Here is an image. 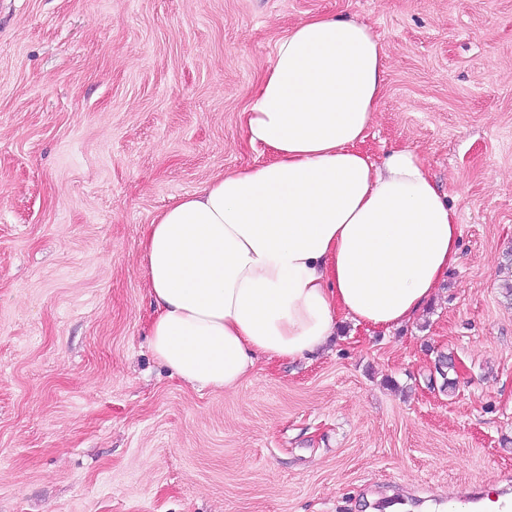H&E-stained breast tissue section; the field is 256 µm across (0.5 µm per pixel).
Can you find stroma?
<instances>
[{"label":"stroma","instance_id":"35a3bbf8","mask_svg":"<svg viewBox=\"0 0 512 512\" xmlns=\"http://www.w3.org/2000/svg\"><path fill=\"white\" fill-rule=\"evenodd\" d=\"M313 14L380 36L364 149L423 158L461 259L414 321L200 390L151 354L142 233L265 161L242 115ZM511 256L512 0H0V512H445L512 489Z\"/></svg>","mask_w":512,"mask_h":512}]
</instances>
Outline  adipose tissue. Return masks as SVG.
I'll use <instances>...</instances> for the list:
<instances>
[{
	"mask_svg": "<svg viewBox=\"0 0 512 512\" xmlns=\"http://www.w3.org/2000/svg\"><path fill=\"white\" fill-rule=\"evenodd\" d=\"M367 24L315 14L275 47L243 113L267 162L181 196L140 242L154 357L197 388L231 390L258 359L308 360L340 319L416 318L460 259L455 208L404 147L363 151L383 92Z\"/></svg>",
	"mask_w": 512,
	"mask_h": 512,
	"instance_id": "adipose-tissue-1",
	"label": "adipose tissue"
}]
</instances>
